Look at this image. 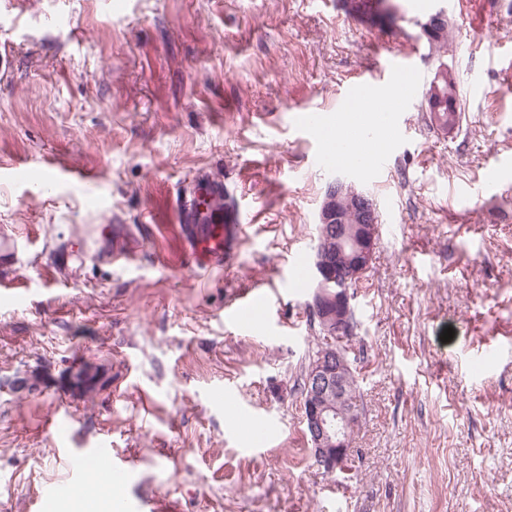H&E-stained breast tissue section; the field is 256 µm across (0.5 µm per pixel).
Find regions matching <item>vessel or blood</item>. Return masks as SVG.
I'll return each mask as SVG.
<instances>
[{
  "instance_id": "obj_1",
  "label": "vessel or blood",
  "mask_w": 512,
  "mask_h": 512,
  "mask_svg": "<svg viewBox=\"0 0 512 512\" xmlns=\"http://www.w3.org/2000/svg\"><path fill=\"white\" fill-rule=\"evenodd\" d=\"M423 87V76L412 59L393 54L385 58L376 73L352 84L346 108L354 114L368 104H381L379 121L390 128L398 112L412 103ZM175 205L193 266L214 270L230 262L242 224L236 212L224 207L223 181L212 170H198L187 193L177 195ZM266 302L264 292L254 293L227 306L225 317L234 323L247 322L252 313L265 308ZM93 457L109 479L125 481L130 468L116 460L111 449H95Z\"/></svg>"
}]
</instances>
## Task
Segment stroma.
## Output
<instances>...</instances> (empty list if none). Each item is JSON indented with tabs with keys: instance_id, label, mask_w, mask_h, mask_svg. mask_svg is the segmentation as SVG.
Segmentation results:
<instances>
[{
	"instance_id": "35a3bbf8",
	"label": "stroma",
	"mask_w": 512,
	"mask_h": 512,
	"mask_svg": "<svg viewBox=\"0 0 512 512\" xmlns=\"http://www.w3.org/2000/svg\"><path fill=\"white\" fill-rule=\"evenodd\" d=\"M10 2L0 166L31 177H0V229L19 241L0 286L21 297L0 304V512H56L104 443L134 464L113 491L124 512L153 495L179 512H512V92L496 66L512 0L448 9L461 125L442 133L416 103L367 173L316 164L324 143L293 114L335 118L384 49L432 78L407 23L362 22L342 0ZM45 156L84 182L46 184ZM203 167L244 224L212 273L193 268L174 206ZM342 172L380 215L354 290L347 474L312 456L302 382L319 332L308 290L281 288ZM257 283L271 315L228 325ZM84 366L94 391L72 381Z\"/></svg>"
}]
</instances>
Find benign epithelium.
I'll use <instances>...</instances> for the list:
<instances>
[{"mask_svg": "<svg viewBox=\"0 0 512 512\" xmlns=\"http://www.w3.org/2000/svg\"><path fill=\"white\" fill-rule=\"evenodd\" d=\"M442 132L452 133L461 121L457 113H430ZM379 215L374 200L343 176L325 190L319 213V243L314 249V284L307 306L327 345L311 358L303 391L306 429L317 465L344 471L350 459V428L357 418L348 409L346 380L349 365L334 343L352 335L353 294L372 267Z\"/></svg>", "mask_w": 512, "mask_h": 512, "instance_id": "benign-epithelium-1", "label": "benign epithelium"}]
</instances>
